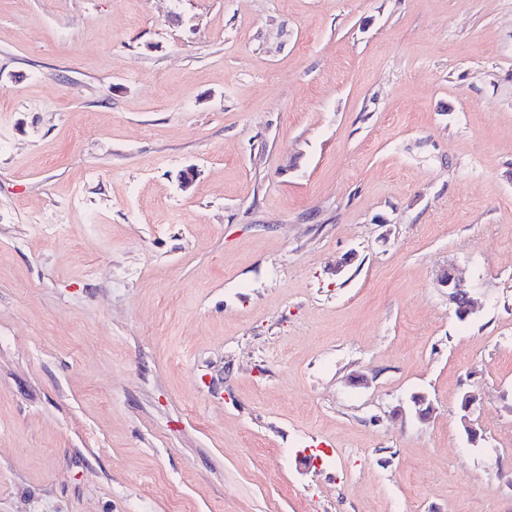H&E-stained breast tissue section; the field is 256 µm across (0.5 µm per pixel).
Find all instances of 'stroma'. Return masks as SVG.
I'll return each mask as SVG.
<instances>
[{
  "instance_id": "1",
  "label": "stroma",
  "mask_w": 512,
  "mask_h": 512,
  "mask_svg": "<svg viewBox=\"0 0 512 512\" xmlns=\"http://www.w3.org/2000/svg\"><path fill=\"white\" fill-rule=\"evenodd\" d=\"M0 512H512V0H0ZM438 282L448 288V298L455 305L456 312L462 318L469 316L475 307L471 289L466 281L459 275L454 265H449L438 274Z\"/></svg>"
}]
</instances>
